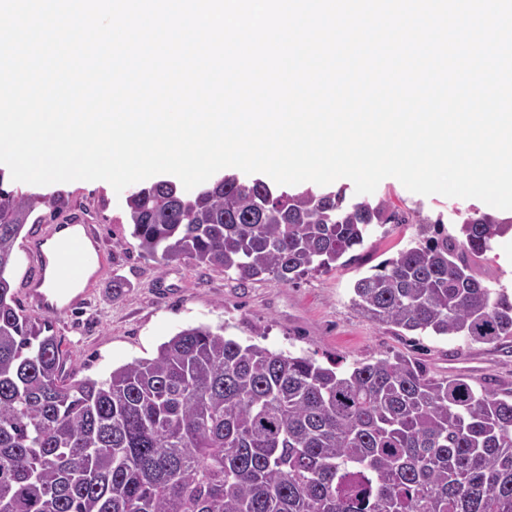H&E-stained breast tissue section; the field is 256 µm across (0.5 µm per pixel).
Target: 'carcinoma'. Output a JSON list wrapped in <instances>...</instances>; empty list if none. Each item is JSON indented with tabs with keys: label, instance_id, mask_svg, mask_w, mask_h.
Segmentation results:
<instances>
[{
	"label": "carcinoma",
	"instance_id": "carcinoma-1",
	"mask_svg": "<svg viewBox=\"0 0 512 512\" xmlns=\"http://www.w3.org/2000/svg\"><path fill=\"white\" fill-rule=\"evenodd\" d=\"M3 184L0 512H512V391L433 378L404 354L341 371L199 325L106 379L67 382L51 319L23 314L8 273L25 226L74 205ZM123 223L163 262L277 284L335 267L378 226L417 224L355 281L353 306L407 332L512 336V295L479 272L512 217L471 210L450 231L389 197L225 175L191 196L137 188Z\"/></svg>",
	"mask_w": 512,
	"mask_h": 512
}]
</instances>
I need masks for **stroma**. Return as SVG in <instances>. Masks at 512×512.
I'll use <instances>...</instances> for the list:
<instances>
[{
	"mask_svg": "<svg viewBox=\"0 0 512 512\" xmlns=\"http://www.w3.org/2000/svg\"><path fill=\"white\" fill-rule=\"evenodd\" d=\"M40 191L68 195L87 209L112 257L92 308L53 319L73 380L106 378L114 368L153 358L160 344L179 330L206 324L223 328L225 337L241 344L304 354L343 370L400 352L421 362L435 378L464 375L479 387L512 390V338L494 346L427 332L401 336L353 307L354 282L407 248L416 225L377 227L358 262L329 272L311 273L286 285L244 283L219 268L165 264L141 254L127 225L118 221L125 196L108 182L54 183ZM375 193L390 195L400 207L419 210L425 217L440 212L452 217L457 210L483 206L473 198L415 194L391 177L382 180Z\"/></svg>",
	"mask_w": 512,
	"mask_h": 512,
	"instance_id": "35a3bbf8",
	"label": "stroma"
}]
</instances>
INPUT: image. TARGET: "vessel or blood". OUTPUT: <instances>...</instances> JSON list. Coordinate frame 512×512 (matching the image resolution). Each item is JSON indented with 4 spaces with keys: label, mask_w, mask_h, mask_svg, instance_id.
I'll return each instance as SVG.
<instances>
[{
    "label": "vessel or blood",
    "mask_w": 512,
    "mask_h": 512,
    "mask_svg": "<svg viewBox=\"0 0 512 512\" xmlns=\"http://www.w3.org/2000/svg\"><path fill=\"white\" fill-rule=\"evenodd\" d=\"M24 251L32 266L24 291L38 311L49 315L88 307L108 265L93 224L78 218L47 225Z\"/></svg>",
    "instance_id": "vessel-or-blood-1"
}]
</instances>
